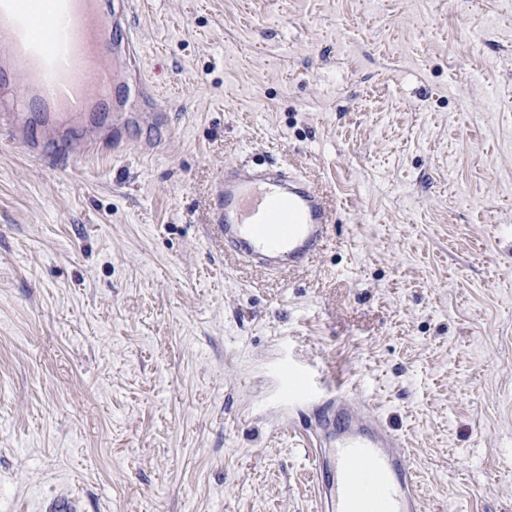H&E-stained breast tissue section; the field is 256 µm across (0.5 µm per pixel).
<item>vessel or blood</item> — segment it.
Returning a JSON list of instances; mask_svg holds the SVG:
<instances>
[{
    "instance_id": "vessel-or-blood-1",
    "label": "vessel or blood",
    "mask_w": 512,
    "mask_h": 512,
    "mask_svg": "<svg viewBox=\"0 0 512 512\" xmlns=\"http://www.w3.org/2000/svg\"><path fill=\"white\" fill-rule=\"evenodd\" d=\"M0 127L23 153L55 163L119 143L126 127L154 125L142 100L111 119L107 102L138 40L124 0H0ZM224 248L269 272L301 267L334 219L327 196L287 166L228 164L216 185ZM313 475L324 512H422L401 437L346 391L314 403Z\"/></svg>"
}]
</instances>
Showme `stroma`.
I'll return each mask as SVG.
<instances>
[{"instance_id": "obj_1", "label": "stroma", "mask_w": 512, "mask_h": 512, "mask_svg": "<svg viewBox=\"0 0 512 512\" xmlns=\"http://www.w3.org/2000/svg\"><path fill=\"white\" fill-rule=\"evenodd\" d=\"M153 128L0 139V512H320L308 396L424 512H512V0H133ZM325 192L298 271L224 250L226 163Z\"/></svg>"}]
</instances>
